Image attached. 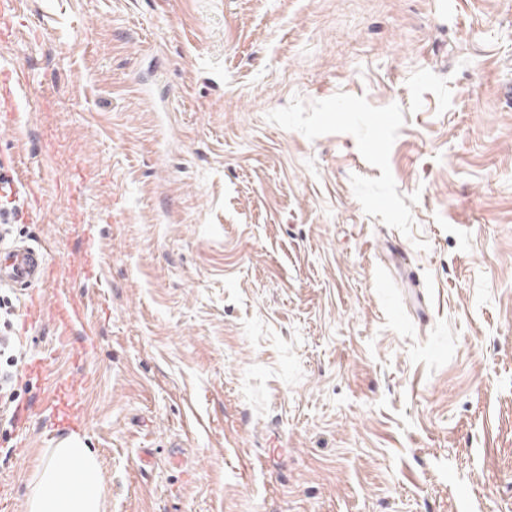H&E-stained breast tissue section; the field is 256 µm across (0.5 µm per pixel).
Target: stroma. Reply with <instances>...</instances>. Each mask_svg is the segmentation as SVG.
Here are the masks:
<instances>
[{
	"instance_id": "1",
	"label": "stroma",
	"mask_w": 512,
	"mask_h": 512,
	"mask_svg": "<svg viewBox=\"0 0 512 512\" xmlns=\"http://www.w3.org/2000/svg\"><path fill=\"white\" fill-rule=\"evenodd\" d=\"M13 7L0 177L38 202L0 242H96L83 365L0 286L10 512L75 430L103 512H512V0ZM38 355L86 378L80 427ZM32 83L26 71L16 69L14 73H3L0 78V100L7 103L11 111L0 114V121L3 128H11L19 120V110L17 102V89L30 88Z\"/></svg>"
}]
</instances>
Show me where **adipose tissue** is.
I'll use <instances>...</instances> for the list:
<instances>
[{"mask_svg": "<svg viewBox=\"0 0 512 512\" xmlns=\"http://www.w3.org/2000/svg\"><path fill=\"white\" fill-rule=\"evenodd\" d=\"M102 474L78 434L60 441L28 484L27 512H102Z\"/></svg>", "mask_w": 512, "mask_h": 512, "instance_id": "obj_1", "label": "adipose tissue"}]
</instances>
